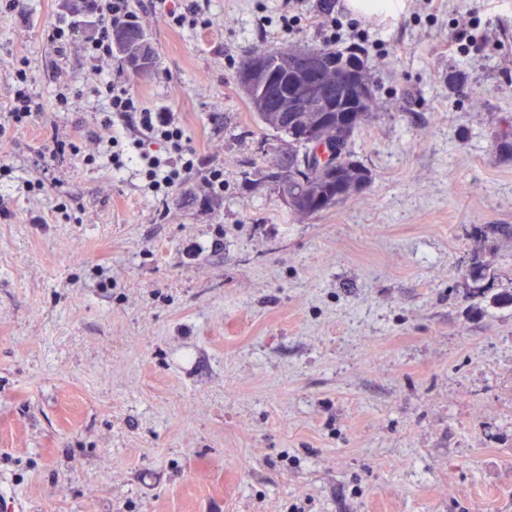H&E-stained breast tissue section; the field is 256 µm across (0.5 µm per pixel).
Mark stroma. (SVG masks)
I'll return each instance as SVG.
<instances>
[{
  "mask_svg": "<svg viewBox=\"0 0 512 512\" xmlns=\"http://www.w3.org/2000/svg\"><path fill=\"white\" fill-rule=\"evenodd\" d=\"M320 2L172 0L199 8L175 28L130 0L144 78L57 52L63 0L0 14V512H512V0L345 10L377 82L354 136L373 181L301 218L237 66L325 45ZM464 7L492 29L475 57L448 52ZM117 69L199 158L167 191L139 158L160 144L109 118ZM15 88L13 99L9 109V117L15 124H24L37 108L28 89V75L25 69H19L15 73Z\"/></svg>",
  "mask_w": 512,
  "mask_h": 512,
  "instance_id": "stroma-1",
  "label": "stroma"
}]
</instances>
